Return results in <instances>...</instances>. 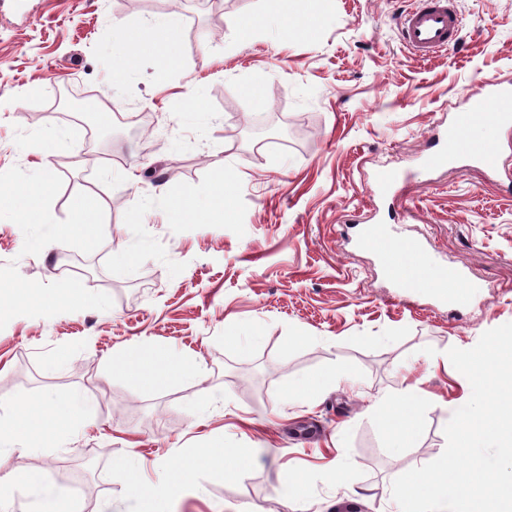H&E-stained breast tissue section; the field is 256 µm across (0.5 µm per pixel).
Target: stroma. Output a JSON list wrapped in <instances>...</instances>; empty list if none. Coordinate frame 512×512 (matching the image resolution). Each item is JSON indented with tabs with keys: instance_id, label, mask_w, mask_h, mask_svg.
I'll list each match as a JSON object with an SVG mask.
<instances>
[{
	"instance_id": "35a3bbf8",
	"label": "stroma",
	"mask_w": 512,
	"mask_h": 512,
	"mask_svg": "<svg viewBox=\"0 0 512 512\" xmlns=\"http://www.w3.org/2000/svg\"><path fill=\"white\" fill-rule=\"evenodd\" d=\"M463 28L420 58L397 34L414 0H0V184L34 186L51 167L50 223L97 198L102 224L61 251L32 249L39 227L0 212V271L50 292L74 285L106 307L37 309L0 320V416L16 401L81 393L94 425L0 460V512H34L3 475L37 464L67 491L92 456L85 512H139L127 459L151 487L177 486L166 512H394L393 480L438 458L444 427L471 396L449 348L474 347L512 321V127L467 131L495 172L429 169L428 152L485 78L512 85V0H456ZM176 22L169 37L167 24ZM142 28L128 73L115 26ZM103 96L92 120L52 112L58 88ZM62 143L44 136L48 127ZM386 168L413 178L377 196ZM229 210L218 215L220 195ZM417 238L428 274L459 267L475 283L454 305L432 289L405 297L364 225ZM154 347L178 361L142 384L114 356ZM193 359L199 379L181 367ZM332 374L335 389L289 401L285 389ZM412 447L392 449L375 412L405 390ZM223 442L254 454L235 482L181 466ZM345 466L342 482L332 475ZM306 477L298 502L281 483Z\"/></svg>"
}]
</instances>
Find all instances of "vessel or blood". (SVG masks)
I'll return each instance as SVG.
<instances>
[{
    "label": "vessel or blood",
    "instance_id": "1",
    "mask_svg": "<svg viewBox=\"0 0 512 512\" xmlns=\"http://www.w3.org/2000/svg\"><path fill=\"white\" fill-rule=\"evenodd\" d=\"M460 14L454 0H417L416 5L400 17L402 41L420 56L428 57L447 49L455 42L460 29ZM484 96L469 108L456 112L448 127L447 136L438 138L435 149L426 156L428 167L447 165L453 160L490 169L494 160L490 153L475 146L464 134L474 120L489 117L505 125L512 124V88L495 78H488ZM361 244L382 257L392 280L405 292L428 286L437 291H448V300L461 303L468 299V289L462 288L465 274L458 269L448 270L445 277L425 279V256L419 244L390 236L383 227L375 225L365 230ZM455 281L456 289H447V281Z\"/></svg>",
    "mask_w": 512,
    "mask_h": 512
}]
</instances>
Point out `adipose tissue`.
Wrapping results in <instances>:
<instances>
[{"label": "adipose tissue", "mask_w": 512, "mask_h": 512, "mask_svg": "<svg viewBox=\"0 0 512 512\" xmlns=\"http://www.w3.org/2000/svg\"><path fill=\"white\" fill-rule=\"evenodd\" d=\"M52 184L51 175L46 174L34 188L26 191L0 187V198L8 196L17 200L24 223L44 224L48 221L46 200ZM418 400V395L409 393L377 403L376 409L387 424L391 447H411L414 430L409 419V408ZM91 419L89 408L77 394L20 401L11 416L0 417V458L18 445L26 448L50 447L54 440L66 438ZM250 458L249 449L222 447L203 453L197 464L222 472L225 480L235 481L243 476ZM7 478L15 486L39 498L38 512H74L66 494L44 485L38 467L10 472Z\"/></svg>", "instance_id": "1"}]
</instances>
